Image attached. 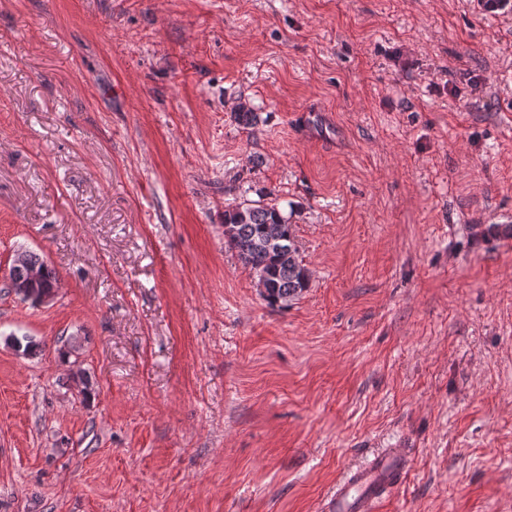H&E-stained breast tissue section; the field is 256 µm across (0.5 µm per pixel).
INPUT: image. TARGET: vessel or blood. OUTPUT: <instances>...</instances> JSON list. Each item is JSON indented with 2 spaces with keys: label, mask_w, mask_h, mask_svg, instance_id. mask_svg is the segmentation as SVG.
I'll list each match as a JSON object with an SVG mask.
<instances>
[{
  "label": "vessel or blood",
  "mask_w": 512,
  "mask_h": 512,
  "mask_svg": "<svg viewBox=\"0 0 512 512\" xmlns=\"http://www.w3.org/2000/svg\"><path fill=\"white\" fill-rule=\"evenodd\" d=\"M406 462V449L378 450L337 485L326 504L327 512H374L376 503L402 478Z\"/></svg>",
  "instance_id": "1"
}]
</instances>
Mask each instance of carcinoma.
<instances>
[{
    "label": "carcinoma",
    "instance_id": "1",
    "mask_svg": "<svg viewBox=\"0 0 512 512\" xmlns=\"http://www.w3.org/2000/svg\"><path fill=\"white\" fill-rule=\"evenodd\" d=\"M224 224L229 226V247L255 274L266 276L269 304H286L308 287V270L298 258L293 227L278 207H236L224 212ZM24 256L25 264L12 270V280L23 279L30 265L43 270V284L56 281L55 273L39 255L26 251Z\"/></svg>",
    "mask_w": 512,
    "mask_h": 512
}]
</instances>
